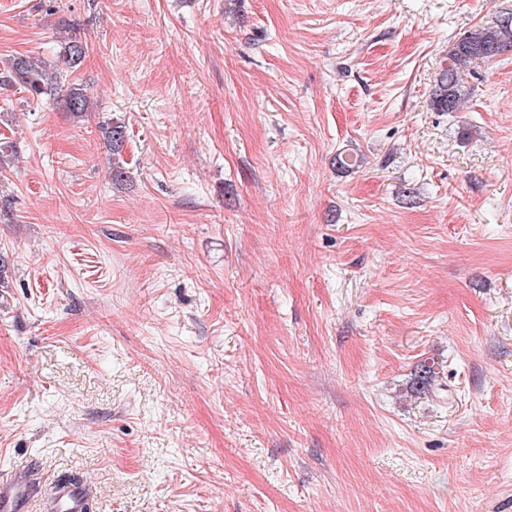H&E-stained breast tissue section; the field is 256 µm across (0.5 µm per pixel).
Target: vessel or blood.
Masks as SVG:
<instances>
[{"label":"vessel or blood","instance_id":"obj_1","mask_svg":"<svg viewBox=\"0 0 512 512\" xmlns=\"http://www.w3.org/2000/svg\"><path fill=\"white\" fill-rule=\"evenodd\" d=\"M86 491L78 485L58 486L49 504H42L26 469L0 473V512H84Z\"/></svg>","mask_w":512,"mask_h":512}]
</instances>
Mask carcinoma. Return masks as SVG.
<instances>
[{"label":"carcinoma","mask_w":512,"mask_h":512,"mask_svg":"<svg viewBox=\"0 0 512 512\" xmlns=\"http://www.w3.org/2000/svg\"><path fill=\"white\" fill-rule=\"evenodd\" d=\"M512 51V21L507 24L494 22L477 26L463 34L448 52L440 76L431 93L430 105L437 112H460L468 94L461 85L462 74L476 62H488ZM61 56L66 67L77 69L85 57V48L79 29H68L66 40L61 43ZM5 81L17 83L31 95H53L66 81L62 70L35 63L28 56H15L7 66ZM64 107L76 117L91 109L87 89L77 83L67 87ZM99 132L112 153L121 151L125 142V126L108 121L99 125Z\"/></svg>","instance_id":"carcinoma-1"}]
</instances>
